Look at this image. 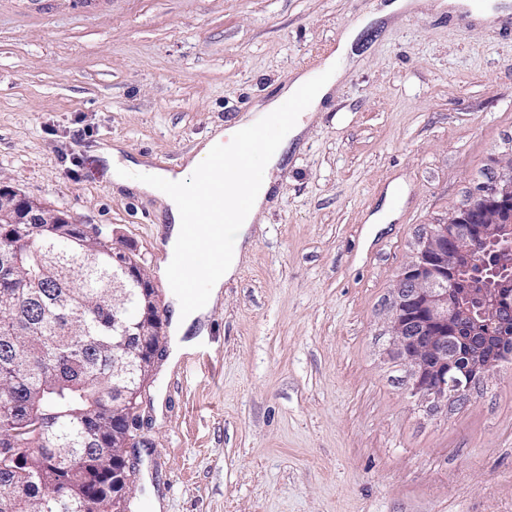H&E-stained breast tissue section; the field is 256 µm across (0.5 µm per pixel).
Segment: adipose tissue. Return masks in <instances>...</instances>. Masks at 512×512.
<instances>
[{"instance_id": "ef3b65f1", "label": "adipose tissue", "mask_w": 512, "mask_h": 512, "mask_svg": "<svg viewBox=\"0 0 512 512\" xmlns=\"http://www.w3.org/2000/svg\"><path fill=\"white\" fill-rule=\"evenodd\" d=\"M361 24H354L341 38L335 52L322 64V77L312 80L302 74L286 84L280 94L256 106L247 119L224 133L216 134L199 149L184 167L160 169L123 159L119 147L104 148L103 153L112 162L111 174L115 183L136 188L140 193L159 198L168 212L170 229L166 243L167 257L160 266L163 276H170L174 268L185 261L184 234L199 197V175L208 167L212 157L230 151L232 158L216 182L224 199V234L233 238L237 246L244 243L251 224L266 204L272 190L270 169L278 166L283 151L302 131L301 121L282 124L278 115L294 99H301L304 111H317L332 90L340 75V65L351 53L352 46L361 31ZM274 129L275 143L264 157L261 169H254L246 162L251 149L244 144L243 135L251 129ZM239 252L226 251L222 268L213 274L202 275L204 291L195 306H187L184 299H177L171 316L174 338H181L195 322L207 312L220 293L226 280L236 272Z\"/></svg>"}]
</instances>
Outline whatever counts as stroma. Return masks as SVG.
<instances>
[{
    "instance_id": "35a3bbf8",
    "label": "stroma",
    "mask_w": 512,
    "mask_h": 512,
    "mask_svg": "<svg viewBox=\"0 0 512 512\" xmlns=\"http://www.w3.org/2000/svg\"><path fill=\"white\" fill-rule=\"evenodd\" d=\"M0 0V181L176 291L163 203L97 151L183 165L365 20L304 116L238 269L139 403L128 512H512V360L432 412L391 298L429 224L512 154V18L442 0Z\"/></svg>"
}]
</instances>
